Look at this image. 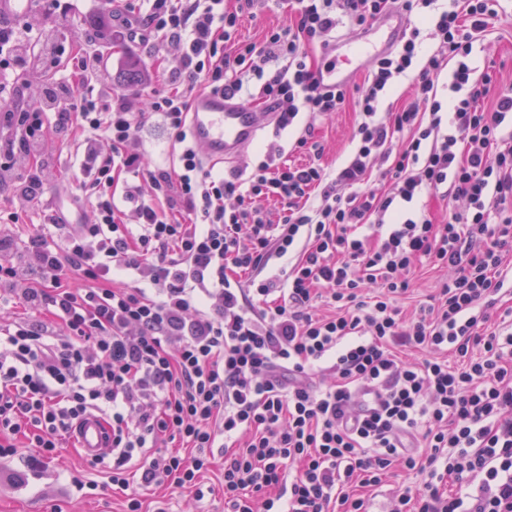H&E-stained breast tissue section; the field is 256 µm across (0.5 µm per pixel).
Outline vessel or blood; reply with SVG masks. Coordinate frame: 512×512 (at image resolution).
Instances as JSON below:
<instances>
[{
	"mask_svg": "<svg viewBox=\"0 0 512 512\" xmlns=\"http://www.w3.org/2000/svg\"><path fill=\"white\" fill-rule=\"evenodd\" d=\"M409 24L410 16L404 9H392L354 39L331 42L316 72L320 87L326 91L346 87L354 71L364 61L386 53ZM276 122L277 114L271 105H246L228 93L202 91L192 101L189 128L206 162L228 164L248 150L261 131ZM74 436L88 460H97L109 451L107 427L97 415L81 419L74 427Z\"/></svg>",
	"mask_w": 512,
	"mask_h": 512,
	"instance_id": "b4317fda",
	"label": "vessel or blood"
}]
</instances>
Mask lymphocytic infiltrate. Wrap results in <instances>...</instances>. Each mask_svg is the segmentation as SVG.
I'll list each match as a JSON object with an SVG mask.
<instances>
[{"mask_svg": "<svg viewBox=\"0 0 512 512\" xmlns=\"http://www.w3.org/2000/svg\"><path fill=\"white\" fill-rule=\"evenodd\" d=\"M147 2L148 56L181 52L168 91L147 93L180 147L176 167L148 169L124 88L28 87L39 104L25 109L0 96V130L13 134L0 192L42 195L47 141L77 140L74 202L94 212L88 224L53 216L57 238L28 235L19 259L0 240V288L44 315L0 329V454L20 437L52 455L95 412L128 512L167 479L203 500L218 450L224 512H369L366 489L397 469L425 481L398 484L391 512H512V321L491 314L512 295V88L495 63L470 64L501 0H402L414 25L352 95L319 89L308 49L326 46L339 16L361 30L392 0H288L289 23L258 44L238 39L258 0ZM425 34L436 49L423 57ZM413 68L409 100L379 113ZM203 90L272 102L281 130L355 104V150L331 177L273 143L248 174L224 177L189 139ZM426 189L444 190L446 222L395 209ZM261 198L280 201L278 223ZM418 264L449 277L407 315Z\"/></svg>", "mask_w": 512, "mask_h": 512, "instance_id": "obj_1", "label": "lymphocytic infiltrate"}]
</instances>
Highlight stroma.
<instances>
[{
	"mask_svg": "<svg viewBox=\"0 0 512 512\" xmlns=\"http://www.w3.org/2000/svg\"><path fill=\"white\" fill-rule=\"evenodd\" d=\"M70 17L79 24L71 29L57 17L46 15L41 5H34L31 13L22 18L21 26L31 29L35 39L52 38L65 48L63 55L53 63L37 66L29 71L30 84L68 80L82 86L84 78L74 71V58L87 52H97L103 57L102 70L96 81L100 84H123L130 71L153 74L152 85L162 90L166 87L167 71L176 66L175 55L152 60L145 58L133 38L112 39L103 37L95 28L99 16L118 12L131 16L133 0H64ZM288 14L280 0H265L256 16H244L238 30L240 39L262 41L268 28L286 23ZM475 63L495 61L503 84H512V15L500 17L495 27L474 45ZM358 114L354 106L326 119H316L313 125L298 122L284 132V145H292L302 136L318 143L322 148L320 162L328 174H336L349 160L354 144L352 136ZM54 154V167L50 185L45 195L33 200L18 224L6 225L7 234L16 239H26L28 234L51 233L43 216L53 197L59 196L60 185H67L70 192H78L73 180L80 157L77 143L50 146ZM7 467L0 473V512H125L126 494L113 486L101 468L92 466L83 458L73 443H64L54 455L43 458L33 448H21L6 458ZM223 470L214 466L204 476L206 484L215 492L203 501L190 500L180 490L168 488L143 491L142 512H224V494L220 488Z\"/></svg>",
	"mask_w": 512,
	"mask_h": 512,
	"instance_id": "1",
	"label": "stroma"
}]
</instances>
